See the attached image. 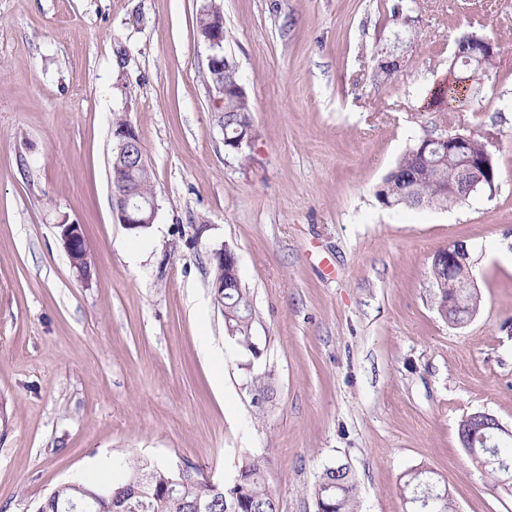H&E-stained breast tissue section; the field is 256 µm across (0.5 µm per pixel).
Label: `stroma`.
Instances as JSON below:
<instances>
[{
	"instance_id": "obj_1",
	"label": "stroma",
	"mask_w": 512,
	"mask_h": 512,
	"mask_svg": "<svg viewBox=\"0 0 512 512\" xmlns=\"http://www.w3.org/2000/svg\"><path fill=\"white\" fill-rule=\"evenodd\" d=\"M398 0H219L252 107L251 159L224 149L197 33L206 0H0V512L58 485L121 479L141 457L216 479L261 461L279 512H316L325 462L359 512H411L428 472L457 512H512L460 420L512 427V0H421L394 81L380 50ZM495 36L481 93L422 103L455 40ZM137 130L154 223L112 216V123ZM489 142L493 192L388 209L375 191L419 138ZM82 225L80 280L58 236ZM472 250L480 305L443 320L430 266ZM230 247L254 309L226 332L213 254ZM426 473L427 472L415 471L409 474L408 480L402 488L405 499L410 500L415 498L418 493L427 491L435 498V511L433 512H455L454 504L449 496L448 490H438Z\"/></svg>"
}]
</instances>
